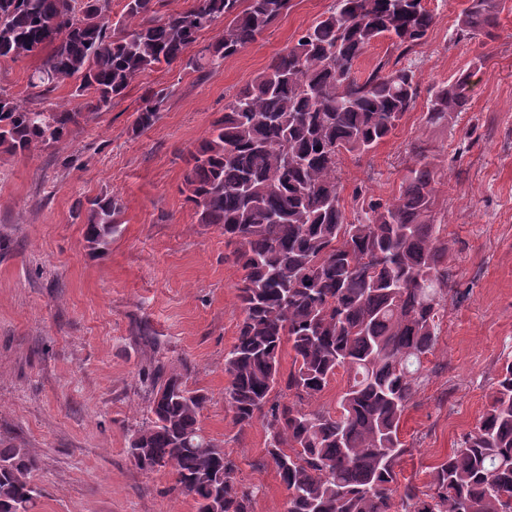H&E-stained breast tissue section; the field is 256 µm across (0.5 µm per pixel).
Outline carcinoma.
<instances>
[{"label":"carcinoma","instance_id":"1","mask_svg":"<svg viewBox=\"0 0 512 512\" xmlns=\"http://www.w3.org/2000/svg\"><path fill=\"white\" fill-rule=\"evenodd\" d=\"M159 0H125L128 28L112 23V0H0V58L50 51L28 77L33 89L78 81L84 110L53 111L0 91V151L22 155L50 146L105 112L140 74L186 63L198 73L255 42L291 0H193L159 15ZM506 0H467L455 37L491 39ZM224 20V32L193 57L186 50ZM434 24L424 0H336L329 15L226 103L191 155L185 200L198 223L238 244L243 319L224 356V403L239 431L260 423L264 455L287 490L286 512H512V360L501 369L476 429L434 467L423 490L400 484L407 452L400 425L423 362L432 354L448 280V242L439 236L437 173L416 151L393 198L361 199L348 217L338 165L342 154L369 153L398 127L416 99L412 68L356 67L381 38L395 49L421 44ZM472 70L438 88L427 103L432 124L467 110ZM163 92L143 98L135 128L158 119ZM115 196L89 201L85 238L103 252L119 231ZM291 367L282 370L283 346ZM347 375L336 409L309 408L338 372ZM149 422L137 431L148 449L143 469L170 465L174 487L197 512H254L259 487L236 478L224 446L204 433L207 394L182 373L157 367ZM37 459L0 448V512L40 496Z\"/></svg>","mask_w":512,"mask_h":512}]
</instances>
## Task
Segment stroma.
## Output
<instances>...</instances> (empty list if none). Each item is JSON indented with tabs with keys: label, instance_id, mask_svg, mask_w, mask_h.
<instances>
[{
	"label": "stroma",
	"instance_id": "1",
	"mask_svg": "<svg viewBox=\"0 0 512 512\" xmlns=\"http://www.w3.org/2000/svg\"><path fill=\"white\" fill-rule=\"evenodd\" d=\"M334 0H293L257 40L207 76L184 65L142 73L67 140L0 154V447L29 449L41 490L32 512H195L170 469L145 471L127 452L148 420L154 366L182 368L208 402L204 431L223 444L241 483L259 486L254 512H283L286 490L263 462L264 430L234 427L224 356L242 319V276L223 232L199 224L183 194L191 153L224 104L262 73ZM466 0H426L435 20L409 54L417 97L368 154L342 155L347 208L356 189L395 195L415 146L437 172L448 282L432 355L401 424L399 482L428 488L435 466L475 429L505 359H512V9L494 38L456 41ZM37 55L0 59V90L23 103L75 109V82L28 86ZM473 69L470 103L427 123L432 93ZM165 91L158 120L135 127L146 94ZM116 196L123 222L91 253L76 204Z\"/></svg>",
	"mask_w": 512,
	"mask_h": 512
}]
</instances>
